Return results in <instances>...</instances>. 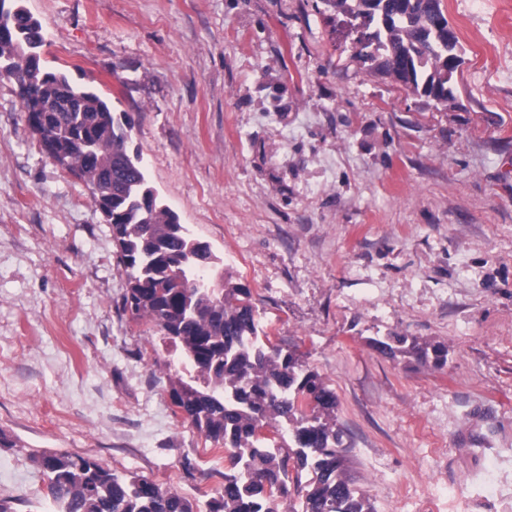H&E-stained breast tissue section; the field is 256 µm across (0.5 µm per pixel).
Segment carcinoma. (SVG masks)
Masks as SVG:
<instances>
[{"mask_svg":"<svg viewBox=\"0 0 512 512\" xmlns=\"http://www.w3.org/2000/svg\"><path fill=\"white\" fill-rule=\"evenodd\" d=\"M358 29L356 56L403 86L438 102L453 98L462 46L441 0H325ZM0 70L14 79L28 122L59 165L91 188L112 226L126 277L122 308L159 328L179 366L170 398L205 440L229 453L231 472L207 512H370L344 477L343 435L336 428V393L290 351L264 339L250 289L225 280L196 288L172 272L199 266L219 272L212 250L199 252L179 215L151 196L139 153L128 150L125 116L92 85H79L41 63L38 19L0 0ZM383 353H405L433 366L447 362L442 344L421 346L404 334L370 339ZM288 433V454L263 430ZM32 461L49 480L53 512H197L177 492L134 473L119 475L69 453ZM294 462L295 476L288 472ZM310 470L302 510L287 505ZM294 488L288 487V482Z\"/></svg>","mask_w":512,"mask_h":512,"instance_id":"cac0c4a2","label":"carcinoma"}]
</instances>
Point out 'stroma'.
<instances>
[{"label": "stroma", "instance_id": "35a3bbf8", "mask_svg": "<svg viewBox=\"0 0 512 512\" xmlns=\"http://www.w3.org/2000/svg\"><path fill=\"white\" fill-rule=\"evenodd\" d=\"M45 65L131 120L150 184L336 393L371 512H512V0H442L436 103L354 57L324 0H23ZM89 188L0 78V499L50 512L32 451L205 508L231 468L173 405ZM448 347L436 368L369 338Z\"/></svg>", "mask_w": 512, "mask_h": 512}]
</instances>
